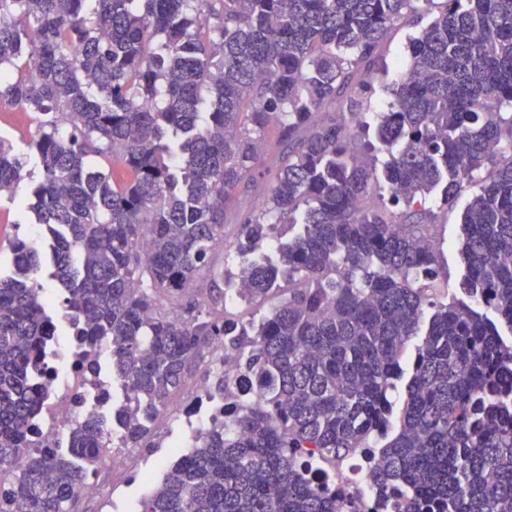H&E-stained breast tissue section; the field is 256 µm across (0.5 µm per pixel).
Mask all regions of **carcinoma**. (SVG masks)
<instances>
[{
  "instance_id": "cac0c4a2",
  "label": "carcinoma",
  "mask_w": 512,
  "mask_h": 512,
  "mask_svg": "<svg viewBox=\"0 0 512 512\" xmlns=\"http://www.w3.org/2000/svg\"><path fill=\"white\" fill-rule=\"evenodd\" d=\"M432 0H0V112L37 115V223L79 336L108 343L136 396L112 415L129 448L219 350L224 422L178 456L139 512H336L314 469L379 449L397 512H512V0H443L410 41L374 140L355 128L391 31ZM78 47L73 55L72 47ZM510 112L504 113L502 109ZM275 130V140L267 134ZM389 159L375 166L376 153ZM0 140V199L25 180ZM477 186L461 221L467 300L443 271L427 196ZM245 186L262 206L240 212ZM403 206L397 213L394 208ZM232 249L244 300L300 283L261 321L226 313ZM279 226L298 231L275 258ZM0 275V512H81L108 455L86 413L68 448H31L35 370L56 334L15 239ZM208 275L207 319L189 300ZM493 311V320L476 305ZM405 382L402 406L389 391Z\"/></svg>"
}]
</instances>
